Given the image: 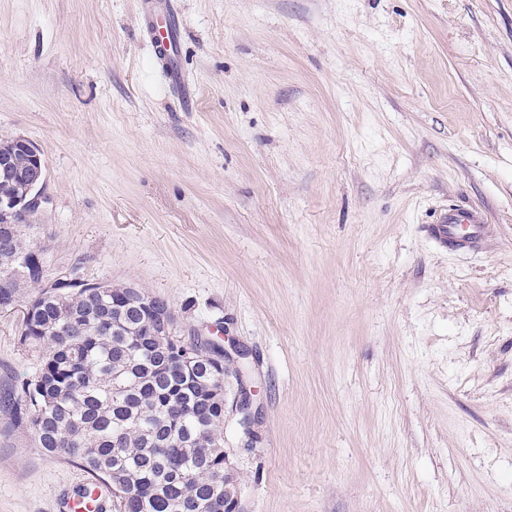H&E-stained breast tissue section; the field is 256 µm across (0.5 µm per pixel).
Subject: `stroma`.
Here are the masks:
<instances>
[{
  "instance_id": "35a3bbf8",
  "label": "stroma",
  "mask_w": 512,
  "mask_h": 512,
  "mask_svg": "<svg viewBox=\"0 0 512 512\" xmlns=\"http://www.w3.org/2000/svg\"><path fill=\"white\" fill-rule=\"evenodd\" d=\"M147 6L0 0L45 278L136 284L224 346L237 512H512V0H174L162 62ZM452 203L485 249L428 236ZM21 303L0 397L41 364ZM85 476L0 407V512Z\"/></svg>"
}]
</instances>
